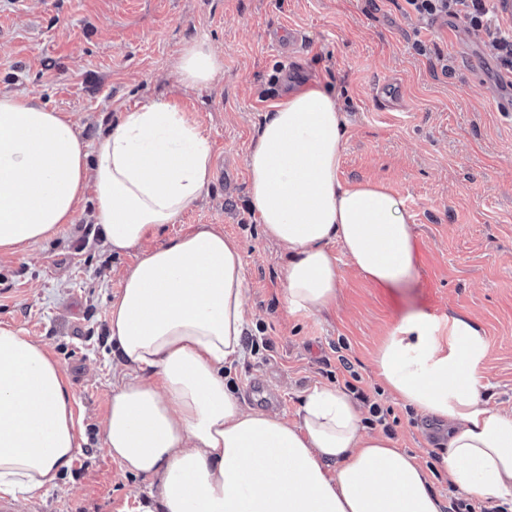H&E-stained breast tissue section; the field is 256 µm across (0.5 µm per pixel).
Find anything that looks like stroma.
<instances>
[{"label": "stroma", "mask_w": 512, "mask_h": 512, "mask_svg": "<svg viewBox=\"0 0 512 512\" xmlns=\"http://www.w3.org/2000/svg\"><path fill=\"white\" fill-rule=\"evenodd\" d=\"M402 0H0V91L38 96L69 115L89 145L125 110L174 98L208 134L214 179L179 219L136 249L102 243L91 207L51 239L0 252V323L40 342L74 396L82 439L56 488L21 512H132L149 481L105 451L100 426L112 385L124 374L112 356L108 313L124 271L170 239L208 224L240 246L249 313L247 354L229 381L244 404L292 419L305 391L345 390L346 380L391 411L396 447L416 455L445 505L443 429L385 392L373 358L412 312L438 335L464 315L485 350L475 389L489 408L512 413V113L487 36L459 18L405 16ZM298 31L284 55L268 37ZM224 54L206 88L175 76L180 47L197 37ZM479 42L467 54V42ZM321 84L344 112L339 178L386 185L402 199L417 241L413 278L399 288L367 280L338 254L334 307L289 312L284 255L248 208L245 158L258 124L286 90Z\"/></svg>", "instance_id": "stroma-1"}]
</instances>
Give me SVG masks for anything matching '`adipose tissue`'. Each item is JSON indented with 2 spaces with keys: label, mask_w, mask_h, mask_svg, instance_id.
<instances>
[{
  "label": "adipose tissue",
  "mask_w": 512,
  "mask_h": 512,
  "mask_svg": "<svg viewBox=\"0 0 512 512\" xmlns=\"http://www.w3.org/2000/svg\"><path fill=\"white\" fill-rule=\"evenodd\" d=\"M183 87L211 85L224 58L204 38L180 48ZM346 118L336 96L312 86L286 92L264 115L247 156L248 206L285 248V303L335 305L332 244L378 286L415 270L407 210L384 184L339 179ZM208 135L177 103L123 113L94 146L67 115L38 97L0 91V251L17 253L74 223L84 202L115 253L173 224L209 189ZM246 278L240 246L203 225L148 252L110 305L109 340L125 369L103 428L109 455L151 479L134 512H444L417 456L362 423L356 400L309 389L295 419L249 408L227 370L244 355ZM484 352L464 316L439 339L423 312L406 317L378 349L385 387L447 431L448 482L512 501V413L485 407L473 375ZM73 396L45 347L0 323V498L57 487L79 447Z\"/></svg>",
  "instance_id": "adipose-tissue-1"
}]
</instances>
